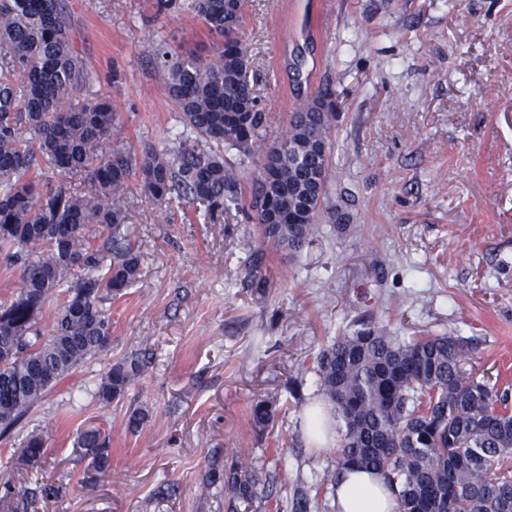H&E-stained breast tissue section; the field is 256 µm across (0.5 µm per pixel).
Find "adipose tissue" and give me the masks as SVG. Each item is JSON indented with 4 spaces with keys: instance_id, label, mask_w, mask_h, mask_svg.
Masks as SVG:
<instances>
[{
    "instance_id": "adipose-tissue-1",
    "label": "adipose tissue",
    "mask_w": 512,
    "mask_h": 512,
    "mask_svg": "<svg viewBox=\"0 0 512 512\" xmlns=\"http://www.w3.org/2000/svg\"><path fill=\"white\" fill-rule=\"evenodd\" d=\"M335 512H398L395 487L382 476L351 468L335 484Z\"/></svg>"
}]
</instances>
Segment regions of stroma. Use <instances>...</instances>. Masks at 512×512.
<instances>
[{
	"label": "stroma",
	"instance_id": "obj_1",
	"mask_svg": "<svg viewBox=\"0 0 512 512\" xmlns=\"http://www.w3.org/2000/svg\"><path fill=\"white\" fill-rule=\"evenodd\" d=\"M291 1L247 0L240 40L266 143L281 138L292 101L334 94L312 243L285 259L244 213L211 224L195 204L152 203L129 179L119 233L140 247L139 279L106 305L109 348L0 440V490L54 484L49 512H277L296 484L336 467L335 449H313L303 432L312 359L359 322L402 338L463 337L468 372L512 387V0H295V13ZM188 3L160 16L156 0H70L71 41L121 114L114 148L138 154L181 133L157 49L206 57L219 44ZM139 351L149 355L139 381L101 402L102 377ZM274 394L284 404L256 430L250 406ZM136 408L147 417L133 434L125 420ZM93 424L111 437L103 480L77 445ZM35 428L47 461L31 466L19 446ZM216 451L287 469L273 485L277 507L207 491L205 458Z\"/></svg>",
	"mask_w": 512,
	"mask_h": 512
}]
</instances>
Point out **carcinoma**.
Here are the masks:
<instances>
[{
	"label": "carcinoma",
	"instance_id": "cac0c4a2",
	"mask_svg": "<svg viewBox=\"0 0 512 512\" xmlns=\"http://www.w3.org/2000/svg\"><path fill=\"white\" fill-rule=\"evenodd\" d=\"M245 0H192L214 35L228 38L209 59L163 54L165 88L189 131L174 148L136 157L112 147L119 114L91 91L94 73L69 39L68 0H0V255L19 269L12 298L0 302V439L10 437L47 393L111 342L106 302L139 278L141 253L128 238L93 243L95 233L126 219L121 189L140 179L161 204L192 201L216 221L239 208V174L257 152L271 161L254 192L268 198L251 213L263 241L297 255L316 231L327 193L336 101L321 92L289 113L280 141L262 148L265 113L247 79L244 47L226 20L243 16ZM83 174L89 190L44 176ZM58 301L51 328L39 320ZM464 340L448 335L403 340L361 325L313 357L317 395L314 428L326 410L340 421L336 467L374 471L398 488L399 512H512V412L508 390L473 379L464 368ZM134 354L112 364L97 387L104 403L124 395L144 373ZM276 396L252 405L258 430L273 421ZM78 443L95 472L109 469L110 437L98 427ZM35 465L46 455L41 432L22 440ZM207 489L248 507L271 498L270 480L247 461L207 457ZM51 484L21 500L58 498Z\"/></svg>",
	"mask_w": 512,
	"mask_h": 512
}]
</instances>
